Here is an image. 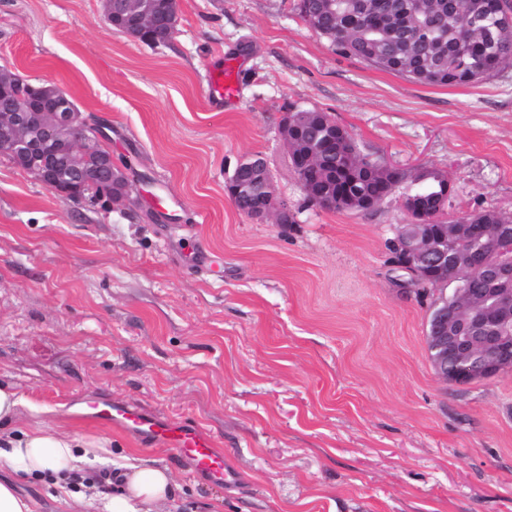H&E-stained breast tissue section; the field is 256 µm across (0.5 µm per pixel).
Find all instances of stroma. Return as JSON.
Returning a JSON list of instances; mask_svg holds the SVG:
<instances>
[{
    "label": "stroma",
    "instance_id": "1",
    "mask_svg": "<svg viewBox=\"0 0 512 512\" xmlns=\"http://www.w3.org/2000/svg\"><path fill=\"white\" fill-rule=\"evenodd\" d=\"M297 0H180L164 45L103 0H0V69L64 91L131 178L73 200L0 156V375L64 429L173 473V512H512V371L467 385L428 357L431 297L397 284L410 215L306 198L281 128L329 113L361 153L441 174L448 210L512 216V68L416 83L336 53ZM238 82L217 109L208 76ZM262 156L290 224L240 213L225 184ZM120 400L210 434L237 480L87 419Z\"/></svg>",
    "mask_w": 512,
    "mask_h": 512
}]
</instances>
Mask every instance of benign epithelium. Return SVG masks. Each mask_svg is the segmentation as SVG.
I'll list each match as a JSON object with an SVG mask.
<instances>
[{
  "label": "benign epithelium",
  "instance_id": "benign-epithelium-1",
  "mask_svg": "<svg viewBox=\"0 0 512 512\" xmlns=\"http://www.w3.org/2000/svg\"><path fill=\"white\" fill-rule=\"evenodd\" d=\"M179 10L142 4L137 23L124 30L138 39L150 34L154 43L168 42L176 32ZM106 134L87 124L69 98L55 85L44 83L26 97L0 100V155L31 173L46 188L73 200L101 189L115 203L128 198L130 178L112 162V154L99 153ZM271 206L254 218L273 216L288 223L291 210L276 201L268 185ZM426 225L415 218L399 230L397 266L409 274L403 287L413 288L420 269L437 266L444 279L453 282L463 274L485 282L468 288L433 316L426 333L435 374L447 383L465 385L512 370V225L468 224L452 218L448 238L478 242L493 238L492 253L470 251L465 257L452 248L432 245L422 233Z\"/></svg>",
  "mask_w": 512,
  "mask_h": 512
}]
</instances>
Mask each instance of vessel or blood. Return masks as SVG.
Listing matches in <instances>:
<instances>
[{"mask_svg": "<svg viewBox=\"0 0 512 512\" xmlns=\"http://www.w3.org/2000/svg\"><path fill=\"white\" fill-rule=\"evenodd\" d=\"M209 91L218 104L235 100L238 93L234 79L220 70L211 74ZM87 417L122 428L143 443L171 448L190 462L195 476L209 482L224 484L235 478L223 449L217 448L212 437L192 423H170L133 405L105 400L91 403Z\"/></svg>", "mask_w": 512, "mask_h": 512, "instance_id": "1", "label": "vessel or blood"}]
</instances>
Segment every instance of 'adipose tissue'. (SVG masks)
Returning <instances> with one entry per match:
<instances>
[{"label": "adipose tissue", "mask_w": 512, "mask_h": 512, "mask_svg": "<svg viewBox=\"0 0 512 512\" xmlns=\"http://www.w3.org/2000/svg\"><path fill=\"white\" fill-rule=\"evenodd\" d=\"M47 412L0 378V512H34L22 492L33 479L54 489L60 512H170L174 479L167 467L126 458L111 493H103L87 476L111 466V439L65 430Z\"/></svg>", "instance_id": "ef3b65f1"}]
</instances>
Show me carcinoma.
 Returning <instances> with one entry per match:
<instances>
[{"instance_id":"1","label":"carcinoma","mask_w":512,"mask_h":512,"mask_svg":"<svg viewBox=\"0 0 512 512\" xmlns=\"http://www.w3.org/2000/svg\"><path fill=\"white\" fill-rule=\"evenodd\" d=\"M376 0H297L306 24L325 38L338 54L352 56L390 73L431 86L472 85L512 67V33L488 40L481 31L492 27L491 15L468 13L472 2L463 0L457 13L450 0H384V23L377 32L373 10ZM292 119L300 127V148L319 160L310 172L299 171L310 202L318 195L336 197L338 211H360L353 198L378 195L384 189L382 165L358 150L355 142L330 140L332 117L327 112L296 110ZM430 183L415 187L403 181L400 189L413 199V209L434 227L449 223L439 213L440 196L449 180L429 176ZM261 183L240 198L237 208L251 214L266 204ZM472 224H508L512 218L495 210L462 215ZM417 294L444 290L447 282L422 272Z\"/></svg>"}]
</instances>
